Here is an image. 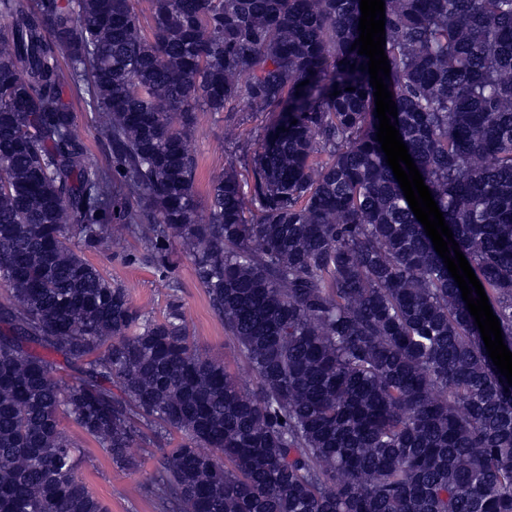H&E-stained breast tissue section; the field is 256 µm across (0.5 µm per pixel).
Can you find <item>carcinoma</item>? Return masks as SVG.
I'll use <instances>...</instances> for the list:
<instances>
[{
	"mask_svg": "<svg viewBox=\"0 0 512 512\" xmlns=\"http://www.w3.org/2000/svg\"><path fill=\"white\" fill-rule=\"evenodd\" d=\"M359 2L149 0L148 37L133 0H0V512H107L65 419L123 471L159 448V512H512V386L376 141ZM384 2L391 123L512 351V0ZM198 112L270 115L204 220ZM129 237L250 385L85 257ZM77 113L76 134L86 143L89 157L105 166L108 164V154L98 141L97 124L98 116L95 112L85 109L81 102H74Z\"/></svg>",
	"mask_w": 512,
	"mask_h": 512,
	"instance_id": "cac0c4a2",
	"label": "carcinoma"
}]
</instances>
